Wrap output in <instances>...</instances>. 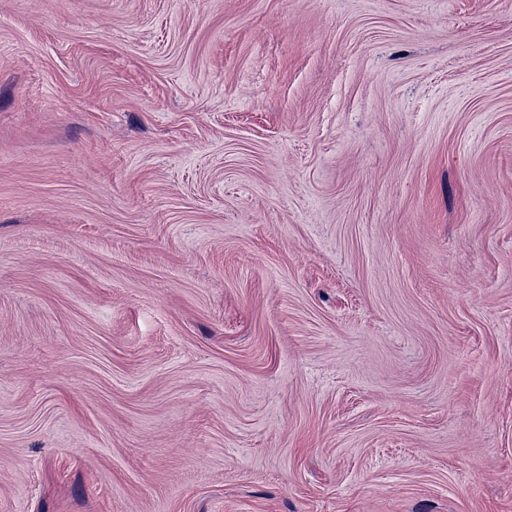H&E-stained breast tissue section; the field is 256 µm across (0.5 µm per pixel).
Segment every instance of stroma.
I'll return each mask as SVG.
<instances>
[{
  "label": "stroma",
  "mask_w": 512,
  "mask_h": 512,
  "mask_svg": "<svg viewBox=\"0 0 512 512\" xmlns=\"http://www.w3.org/2000/svg\"><path fill=\"white\" fill-rule=\"evenodd\" d=\"M0 512H512V0H0Z\"/></svg>",
  "instance_id": "stroma-1"
}]
</instances>
